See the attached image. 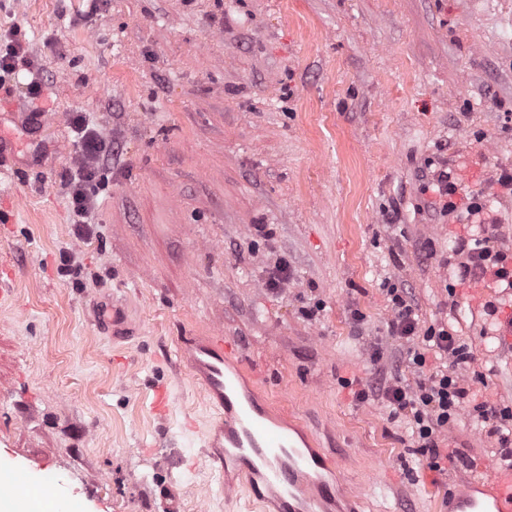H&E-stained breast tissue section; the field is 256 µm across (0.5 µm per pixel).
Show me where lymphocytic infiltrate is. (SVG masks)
I'll return each instance as SVG.
<instances>
[{"mask_svg": "<svg viewBox=\"0 0 512 512\" xmlns=\"http://www.w3.org/2000/svg\"><path fill=\"white\" fill-rule=\"evenodd\" d=\"M70 131L75 160L66 178L69 216L71 223L88 224L93 220L98 197L105 186L102 171L112 160V143L81 115L72 117ZM494 230V225L482 224L476 233L456 241L453 252L460 258L457 280L489 277L512 288V257L494 247ZM386 295L392 310L390 331L407 343L408 362L418 371L419 378L413 386L393 378L372 389L360 390L357 398L363 402L375 396L386 401L394 412L407 414L414 442L428 453L431 469L438 471L445 458L438 438L458 418L470 388L458 373L444 369L426 372V355L432 352L452 359L457 365L468 362L471 355L448 327L432 325L419 329L406 289L391 284L386 288ZM472 411L477 414L487 436L496 440L497 461L512 465V408L477 402Z\"/></svg>", "mask_w": 512, "mask_h": 512, "instance_id": "f902f5d3", "label": "lymphocytic infiltrate"}]
</instances>
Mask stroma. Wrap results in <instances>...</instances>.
Returning <instances> with one entry per match:
<instances>
[{"mask_svg": "<svg viewBox=\"0 0 512 512\" xmlns=\"http://www.w3.org/2000/svg\"><path fill=\"white\" fill-rule=\"evenodd\" d=\"M10 28L27 61L0 88V136L17 148L0 170V268L14 271L0 456L44 464L51 485L17 483L32 512L61 498L70 512H273L243 487L226 497L203 448L217 413L183 339L214 334L262 375L252 390L272 416L357 487V512H437L407 419L356 394L418 380L390 333L389 281L420 328L467 345L458 371L480 399L512 407V344L485 335L512 322V294L446 292L472 220L512 252V197L495 184L512 169V0H99L93 14L87 0H0ZM76 113L112 139L82 230L64 187ZM443 172L451 215L430 190ZM477 193L489 204L474 219ZM280 258L288 280L272 292ZM446 440L453 484L494 459L469 412Z\"/></svg>", "mask_w": 512, "mask_h": 512, "instance_id": "stroma-1", "label": "stroma"}]
</instances>
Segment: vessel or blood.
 Wrapping results in <instances>:
<instances>
[{
    "label": "vessel or blood",
    "mask_w": 512,
    "mask_h": 512,
    "mask_svg": "<svg viewBox=\"0 0 512 512\" xmlns=\"http://www.w3.org/2000/svg\"><path fill=\"white\" fill-rule=\"evenodd\" d=\"M188 347L203 375L208 399L220 411L210 438L216 461L247 476L255 498L279 499L283 512H328L340 495L335 478L325 474L322 458L299 447L283 423L250 393H239L240 366L232 365V344L220 336L191 338ZM483 475L448 494L451 512H512V467L483 465Z\"/></svg>",
    "instance_id": "b4317fda"
}]
</instances>
